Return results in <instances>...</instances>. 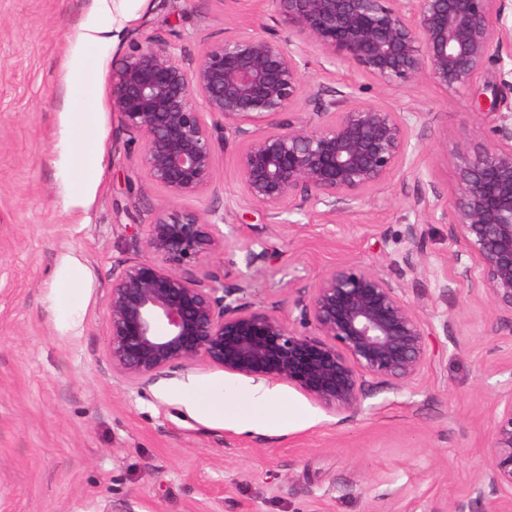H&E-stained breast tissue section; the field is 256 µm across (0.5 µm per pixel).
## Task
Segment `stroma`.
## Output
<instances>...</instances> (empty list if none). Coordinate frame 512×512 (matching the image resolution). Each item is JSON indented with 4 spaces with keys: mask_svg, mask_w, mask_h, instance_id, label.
<instances>
[{
    "mask_svg": "<svg viewBox=\"0 0 512 512\" xmlns=\"http://www.w3.org/2000/svg\"><path fill=\"white\" fill-rule=\"evenodd\" d=\"M270 9L269 0H128L116 36L96 0H0V512H448L485 466L495 402L512 390V329L466 286L440 298L460 248L447 223L418 226L424 276L401 268L420 181L451 193L449 155L481 140L493 117L429 82L383 87L309 57L307 81L424 120L403 168L340 223L307 211L277 220L244 211L229 146L216 149L213 190L181 203L215 210L244 241L198 272L242 285L253 308L288 314L294 289L347 260L401 279L430 327L417 381L372 386L349 420L271 381L283 410L302 417L244 430L222 406L242 401L255 379L203 363L135 384L112 368V275L144 257L141 227L165 200L146 177L127 180L140 148L112 110V71L139 29L192 56ZM78 54L97 86L105 157L88 208L68 211L53 161L71 109L67 62ZM66 255L83 277L61 307L55 280ZM194 391L196 410L187 404Z\"/></svg>",
    "mask_w": 512,
    "mask_h": 512,
    "instance_id": "1",
    "label": "stroma"
}]
</instances>
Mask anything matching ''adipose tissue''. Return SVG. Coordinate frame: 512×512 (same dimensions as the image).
<instances>
[{
    "mask_svg": "<svg viewBox=\"0 0 512 512\" xmlns=\"http://www.w3.org/2000/svg\"><path fill=\"white\" fill-rule=\"evenodd\" d=\"M69 100L73 108L68 115L67 138L62 145L57 165L64 176L67 190L62 197L64 208L80 206L97 182L102 162L100 137L94 102L88 91L84 64L80 58L69 62ZM247 410L239 414L242 426L251 427L256 420L265 425L281 424L283 416L273 393L265 388L250 390L245 399Z\"/></svg>",
    "mask_w": 512,
    "mask_h": 512,
    "instance_id": "obj_1",
    "label": "adipose tissue"
}]
</instances>
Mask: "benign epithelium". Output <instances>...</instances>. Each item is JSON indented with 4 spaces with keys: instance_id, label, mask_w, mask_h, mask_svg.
<instances>
[{
    "instance_id": "benign-epithelium-1",
    "label": "benign epithelium",
    "mask_w": 512,
    "mask_h": 512,
    "mask_svg": "<svg viewBox=\"0 0 512 512\" xmlns=\"http://www.w3.org/2000/svg\"><path fill=\"white\" fill-rule=\"evenodd\" d=\"M267 21L224 32L191 59L172 40L141 33L112 72V108L139 142L141 170L167 202L142 225L145 257L112 276L106 305L112 369L132 382L197 363L283 382L327 413L363 410L368 380L407 384L428 358L429 333L406 289L370 264L343 262L297 290L299 322L252 308L242 287L213 288L192 269L231 251L234 237L209 209L176 202L201 198L214 183L215 145L234 135L239 200L274 216L304 207L325 223L354 212L365 194L398 171L421 121L357 102L304 80L307 57L349 64L384 86L411 89L428 80L452 94L472 93L480 111L499 115L485 139L448 158L451 196L420 185L408 227V270L421 272L425 242L417 224L448 221L462 245L454 285L487 302L496 321L512 325V108L508 83L473 90L512 53L506 0H269ZM314 105L313 123L296 111ZM488 460L469 494L483 512H512V391L497 400Z\"/></svg>"
}]
</instances>
